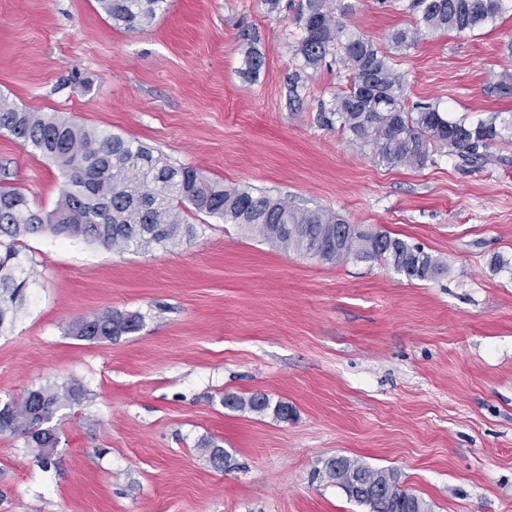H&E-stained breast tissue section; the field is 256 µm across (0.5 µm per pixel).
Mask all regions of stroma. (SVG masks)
<instances>
[{
    "label": "stroma",
    "instance_id": "obj_1",
    "mask_svg": "<svg viewBox=\"0 0 512 512\" xmlns=\"http://www.w3.org/2000/svg\"><path fill=\"white\" fill-rule=\"evenodd\" d=\"M169 0L149 27L97 0H0V96L122 134L227 187L274 190L363 230L418 244L446 271L407 281L375 260L285 252L221 219L195 239L133 253L25 238L23 311L0 332V400L82 384L54 421L56 467L0 435V512H366L320 474L346 456L394 472L430 512H512V12L474 33H429L402 59L409 103L506 129L480 169L436 154L378 163L318 115L347 89L332 60L299 65V0ZM349 28L388 47L410 17L350 0ZM265 65L244 77L242 28ZM0 181L51 210L53 161L0 132ZM107 309L143 327L114 342L72 325ZM262 392L288 421L225 408ZM232 457L215 468L200 445Z\"/></svg>",
    "mask_w": 512,
    "mask_h": 512
}]
</instances>
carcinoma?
Masks as SVG:
<instances>
[{
	"instance_id": "1",
	"label": "carcinoma",
	"mask_w": 512,
	"mask_h": 512,
	"mask_svg": "<svg viewBox=\"0 0 512 512\" xmlns=\"http://www.w3.org/2000/svg\"><path fill=\"white\" fill-rule=\"evenodd\" d=\"M395 2L415 23L394 30L384 50L348 29L344 17L351 5L333 9L327 0H300L297 20L303 34L294 48L300 70L316 69L334 52L353 74L348 90L333 97L320 120L327 127L337 124L350 132L357 144L370 148L388 166L422 169L435 163L434 155L445 148L464 165L487 164L489 149L503 138L496 122L450 120L437 105H408L398 66L403 52L413 48L423 33L481 30L512 11V0ZM98 3L114 24L134 31L152 24L166 10L167 0ZM243 62L245 72L257 76L265 59L250 45ZM0 131L50 158L64 177L50 211L34 207L20 189L0 186V332L14 322L26 302L29 277L21 243L40 233L149 252L195 237L196 226L185 222V215L193 213L248 228L285 252L327 262L351 256L379 260L410 281H428L443 270L431 253L386 231H363L338 215L294 206L267 191L208 183L197 169L175 167L137 140L79 125L55 113L36 112L2 96ZM143 321L138 312L105 310L81 318L72 331L80 340L112 342L138 331ZM85 395L84 388L73 383L46 385L0 401V434H22L26 447L48 468L55 464L49 449L60 443L59 429L53 424L57 412L81 402ZM223 403L231 410L270 411L281 420L291 412L287 403H274L263 393L247 398L227 394ZM202 451L215 467L230 466L231 456L219 446L204 444ZM323 475L369 512H427L422 499L399 487L392 471L340 456L324 461Z\"/></svg>"
}]
</instances>
